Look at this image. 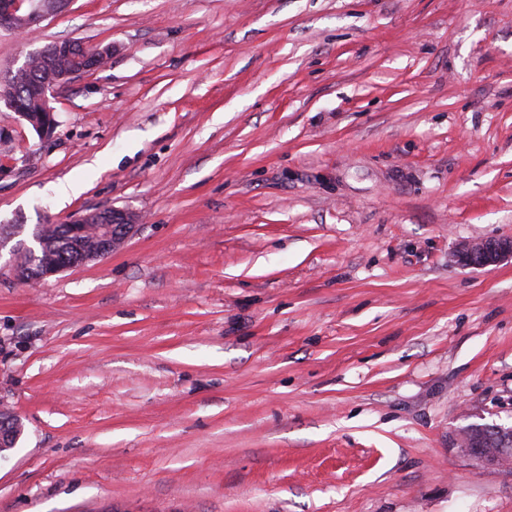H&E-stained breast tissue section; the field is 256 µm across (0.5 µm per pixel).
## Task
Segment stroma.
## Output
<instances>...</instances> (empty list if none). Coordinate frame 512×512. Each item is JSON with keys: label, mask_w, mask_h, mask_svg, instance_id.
Masks as SVG:
<instances>
[{"label": "stroma", "mask_w": 512, "mask_h": 512, "mask_svg": "<svg viewBox=\"0 0 512 512\" xmlns=\"http://www.w3.org/2000/svg\"><path fill=\"white\" fill-rule=\"evenodd\" d=\"M105 67L0 101V512H512V0H70ZM77 181L79 195L63 198ZM141 222L32 282L15 250ZM48 63L49 62L46 59H32L30 62V67L29 62L26 61L15 71L9 70L6 75H2L1 73L0 76V82H2L4 80H9L14 74L19 75L22 73L19 79L21 81L28 80L27 86H21L19 89L15 90L19 109L27 111H18V113L20 117L33 125V128L38 132L40 136L49 134L55 126L53 110L48 108L47 93L51 91L55 86L63 83L60 82L57 84V82H53L50 85L45 84L40 88L41 98L43 99L47 114H45L46 117H41L39 120L33 118L29 112H32L33 114L44 112L42 103L37 99V97H35L33 91L36 84L45 78V74L48 71ZM27 68H29V70L23 73V71ZM138 217L133 212L114 207L96 209L70 221L69 224H62L60 231L65 238L57 233L59 224L38 225L40 238H44V245L41 246L40 240L35 254L26 248L20 259L28 265L30 271L43 273L46 250L52 247L57 254L69 253L71 245L66 238H70L74 244L70 256L63 255L61 261L57 262L53 268L47 269L37 279L100 261L112 253V249L126 238L133 225L138 222ZM91 228L95 229L96 238L94 243L87 245L84 236ZM458 260L462 266L484 268L512 258V239H480L464 244ZM457 444L467 456L475 458L480 464L495 467L508 463L512 458L511 448H473L472 433L460 431L457 435Z\"/></svg>", "instance_id": "obj_1"}]
</instances>
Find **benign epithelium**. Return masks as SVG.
Returning a JSON list of instances; mask_svg holds the SVG:
<instances>
[{
  "instance_id": "obj_1",
  "label": "benign epithelium",
  "mask_w": 512,
  "mask_h": 512,
  "mask_svg": "<svg viewBox=\"0 0 512 512\" xmlns=\"http://www.w3.org/2000/svg\"><path fill=\"white\" fill-rule=\"evenodd\" d=\"M68 0H0V29L26 31L54 15L66 6ZM19 116L30 122L39 135L49 134L54 126L53 110L46 109V116L35 119L28 112ZM138 222V215L114 207L96 209L60 226L63 237L74 244L70 255L63 256L56 265L46 270L42 277L52 276L73 267L99 261L110 253L130 233ZM460 264L472 268L493 266L512 258V239H480L464 244L459 253ZM457 444L464 454L480 464L495 467L512 460L511 448H474L472 433L461 431Z\"/></svg>"
}]
</instances>
